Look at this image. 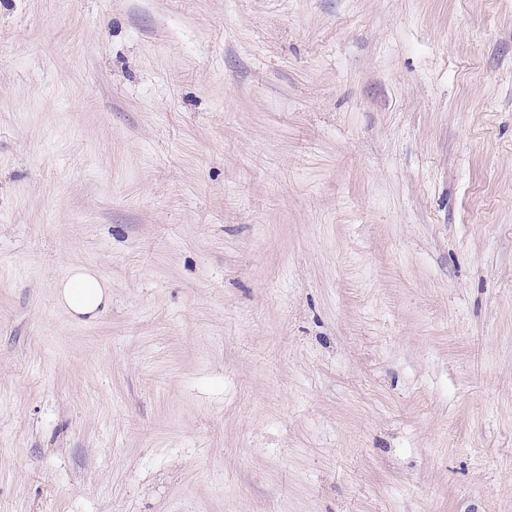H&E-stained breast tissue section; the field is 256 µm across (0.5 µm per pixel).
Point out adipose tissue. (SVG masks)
<instances>
[{"label": "adipose tissue", "mask_w": 512, "mask_h": 512, "mask_svg": "<svg viewBox=\"0 0 512 512\" xmlns=\"http://www.w3.org/2000/svg\"><path fill=\"white\" fill-rule=\"evenodd\" d=\"M56 288L59 303L77 319L96 316L111 300L107 282L83 265L72 266Z\"/></svg>", "instance_id": "obj_1"}]
</instances>
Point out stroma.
I'll return each mask as SVG.
<instances>
[{
	"instance_id": "stroma-1",
	"label": "stroma",
	"mask_w": 512,
	"mask_h": 512,
	"mask_svg": "<svg viewBox=\"0 0 512 512\" xmlns=\"http://www.w3.org/2000/svg\"><path fill=\"white\" fill-rule=\"evenodd\" d=\"M0 512H512V0H0ZM56 288L59 303L75 319L96 316L111 300L107 282L83 265L72 266Z\"/></svg>"
}]
</instances>
